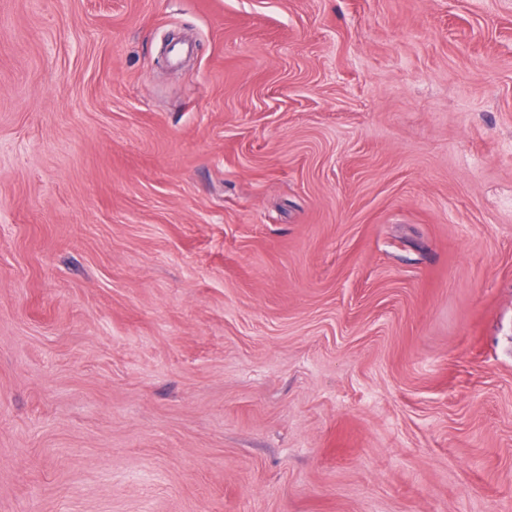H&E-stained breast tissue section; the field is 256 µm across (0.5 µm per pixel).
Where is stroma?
Here are the masks:
<instances>
[{"label":"stroma","instance_id":"stroma-1","mask_svg":"<svg viewBox=\"0 0 512 512\" xmlns=\"http://www.w3.org/2000/svg\"><path fill=\"white\" fill-rule=\"evenodd\" d=\"M0 512H512V0H0Z\"/></svg>","mask_w":512,"mask_h":512}]
</instances>
